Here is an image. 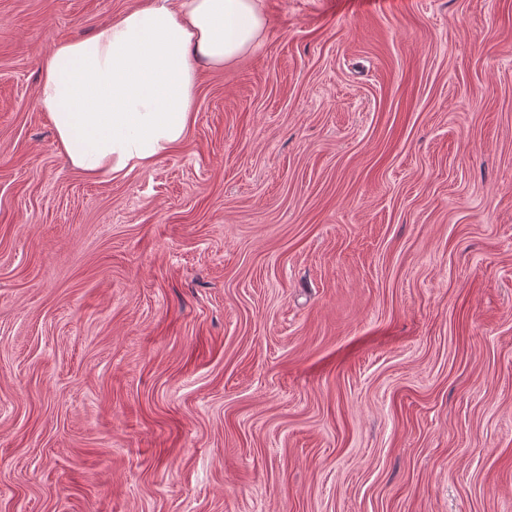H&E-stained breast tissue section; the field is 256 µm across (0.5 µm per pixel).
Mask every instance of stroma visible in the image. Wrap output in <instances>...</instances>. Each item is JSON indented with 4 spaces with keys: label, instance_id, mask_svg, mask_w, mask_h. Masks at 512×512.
<instances>
[{
    "label": "stroma",
    "instance_id": "1",
    "mask_svg": "<svg viewBox=\"0 0 512 512\" xmlns=\"http://www.w3.org/2000/svg\"><path fill=\"white\" fill-rule=\"evenodd\" d=\"M141 0H0V512H512V0H263L111 179L35 104Z\"/></svg>",
    "mask_w": 512,
    "mask_h": 512
}]
</instances>
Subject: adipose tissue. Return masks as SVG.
Segmentation results:
<instances>
[{"instance_id": "ef3b65f1", "label": "adipose tissue", "mask_w": 512, "mask_h": 512, "mask_svg": "<svg viewBox=\"0 0 512 512\" xmlns=\"http://www.w3.org/2000/svg\"><path fill=\"white\" fill-rule=\"evenodd\" d=\"M265 26L261 0H142L95 35L56 44L35 103L75 169L128 174L184 139L198 69L233 64Z\"/></svg>"}]
</instances>
